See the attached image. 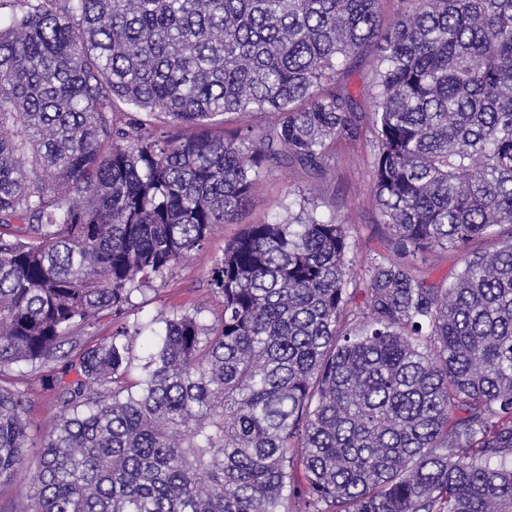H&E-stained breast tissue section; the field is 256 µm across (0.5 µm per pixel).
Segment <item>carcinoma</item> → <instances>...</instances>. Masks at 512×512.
Wrapping results in <instances>:
<instances>
[{
  "mask_svg": "<svg viewBox=\"0 0 512 512\" xmlns=\"http://www.w3.org/2000/svg\"><path fill=\"white\" fill-rule=\"evenodd\" d=\"M379 3L0 0V484L32 445L9 372L60 409L3 512H512V0ZM368 135L384 251L290 191L215 260L211 323H126L271 167ZM376 70V60L372 56H366L356 63L353 75L349 78L354 86V91H362L357 97L362 112L367 111L369 93L372 88L373 78ZM420 265H423L429 269L432 279L442 280L444 278L450 279L455 271H457L458 265L456 264V258L452 254H428L426 260Z\"/></svg>",
  "mask_w": 512,
  "mask_h": 512,
  "instance_id": "1",
  "label": "carcinoma"
}]
</instances>
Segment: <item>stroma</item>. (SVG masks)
Listing matches in <instances>:
<instances>
[{
	"mask_svg": "<svg viewBox=\"0 0 512 512\" xmlns=\"http://www.w3.org/2000/svg\"><path fill=\"white\" fill-rule=\"evenodd\" d=\"M372 161L373 150L362 141L342 146L335 170L322 177L297 165L272 168L256 186L249 206L234 223L217 225L203 249L178 264L165 285L147 292L142 308L134 315L135 321L147 322L164 304L188 299L202 306L204 321H212L219 309V299L208 286L209 272L215 259L223 254L225 244L236 237L245 225L285 218L283 203L291 190L314 192L321 198L326 214L352 218L357 234L366 245L374 251L383 250L384 230L369 184ZM30 400L28 420L34 446L27 449L23 464L15 475L0 485L2 501L17 498L28 489L39 459L36 443L58 412L52 393L42 390L39 384H32Z\"/></svg>",
	"mask_w": 512,
	"mask_h": 512,
	"instance_id": "obj_1",
	"label": "stroma"
}]
</instances>
